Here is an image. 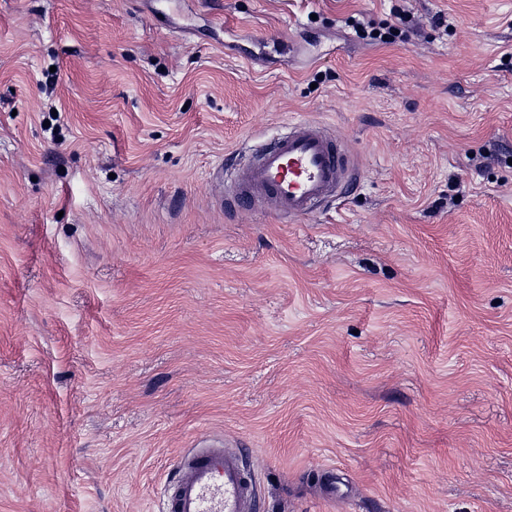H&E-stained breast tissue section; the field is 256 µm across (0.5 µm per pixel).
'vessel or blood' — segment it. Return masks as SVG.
I'll return each mask as SVG.
<instances>
[{"mask_svg":"<svg viewBox=\"0 0 512 512\" xmlns=\"http://www.w3.org/2000/svg\"><path fill=\"white\" fill-rule=\"evenodd\" d=\"M354 162L319 122L303 119L241 162L224 199L267 206L294 219L338 197ZM180 476L169 484L163 512H258L252 475L240 450L204 444L181 456Z\"/></svg>","mask_w":512,"mask_h":512,"instance_id":"1","label":"vessel or blood"}]
</instances>
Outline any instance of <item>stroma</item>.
Returning <instances> with one entry per match:
<instances>
[{
	"label": "stroma",
	"instance_id": "1",
	"mask_svg": "<svg viewBox=\"0 0 512 512\" xmlns=\"http://www.w3.org/2000/svg\"><path fill=\"white\" fill-rule=\"evenodd\" d=\"M407 39L359 38L392 6ZM512 0H0V512H512ZM358 164L290 220L226 166ZM353 171L352 158L321 123L299 120L238 165L224 206L253 203L298 219L338 197ZM181 475L168 485L162 512H258L252 475L240 449L216 444L180 457Z\"/></svg>",
	"mask_w": 512,
	"mask_h": 512
}]
</instances>
